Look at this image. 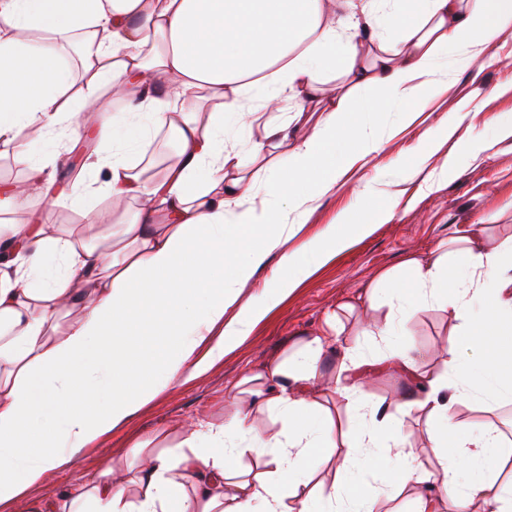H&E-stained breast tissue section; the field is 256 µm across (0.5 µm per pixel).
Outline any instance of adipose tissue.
Instances as JSON below:
<instances>
[{
    "mask_svg": "<svg viewBox=\"0 0 512 512\" xmlns=\"http://www.w3.org/2000/svg\"><path fill=\"white\" fill-rule=\"evenodd\" d=\"M511 27L512 0H0V145L26 170L23 182L0 185V212L49 193L20 133L51 132L78 112L63 64L76 33L84 92L106 85L127 103L102 116L88 166L106 169L107 197L140 203L105 251L83 239L113 213L83 209L80 186L70 201L85 218L78 238L46 223L0 231L16 254L0 263V507L24 499L171 381L221 362L310 274L299 254L282 253L270 286L225 321V306L266 258L269 232L290 237L310 201L381 151L368 102L414 112L444 85L440 58L470 66ZM472 105L462 100L421 143L463 131ZM258 120L260 141L250 135ZM491 124L490 138L463 131L470 156L512 136V117ZM161 129L176 149L154 177L131 156ZM286 143L291 151L278 155ZM456 241L459 252L409 258L344 304L381 312L374 328L390 340L430 303L459 319L445 374L391 352L422 396L376 403L343 376L334 391L361 409L363 424L337 438L335 418L310 394L327 353L339 351L343 373L359 356L331 313L321 331L238 378L223 422H195L179 447L160 453L135 441L140 465L129 482L116 480L108 459L74 482L64 503H32L28 512H379L402 495L413 512L476 504L512 512V492L484 469L490 458L511 462L512 450L494 425L454 416L464 402L512 398V242L492 243L473 226ZM50 257L62 259L63 273L35 283ZM413 410L426 414L432 473L396 425ZM265 412L272 427H257ZM247 453L263 457L262 470L242 468ZM324 467L334 475L327 493L310 475Z\"/></svg>",
    "mask_w": 512,
    "mask_h": 512,
    "instance_id": "obj_1",
    "label": "adipose tissue"
}]
</instances>
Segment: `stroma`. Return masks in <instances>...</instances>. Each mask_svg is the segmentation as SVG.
<instances>
[{"label":"stroma","mask_w":512,"mask_h":512,"mask_svg":"<svg viewBox=\"0 0 512 512\" xmlns=\"http://www.w3.org/2000/svg\"><path fill=\"white\" fill-rule=\"evenodd\" d=\"M482 65L454 71L446 88L436 95L427 111L418 113L409 127H402L400 113L382 112L379 132L389 133L379 157L368 159L348 173L333 189L313 200L307 223L298 225L294 235L273 248L253 277L239 290L236 301L224 309L225 320L265 288L282 251L301 250L344 211L354 212L360 220L371 221L377 209L392 208L393 218L374 224L372 231L351 247L339 252L291 293L259 322L238 347L225 353L221 362L203 376L187 383L173 382L125 422L112 429L99 442L82 449L72 463L55 475L32 486L27 497L50 500L59 497L78 475H93L104 459L122 461L134 439L164 432L163 446H176L185 427L205 416L224 417V395L244 373L263 367L282 352L291 339L317 331L327 313L337 312L350 340L360 342L361 354L370 361L367 395L377 402H392L405 390V382L395 372L379 368V360L391 351L384 337L365 335L368 323L376 320L373 312H348L341 304L360 288L366 287L379 270L402 263L408 256L424 257L438 243L454 238L457 230L471 224L487 225L488 237L496 242L512 239V138L496 142L476 159L463 157L457 138L435 145L421 161H414L413 150L420 134L436 127L456 112L459 103L475 98L478 107L470 112L467 125L481 131L495 114L512 113V29L503 31L484 53ZM124 104L113 101L108 90H98L85 98L75 120L78 135L52 144L47 137L24 130L28 150L34 161L45 163L52 177L48 196H31L8 215L11 224H24L38 217L61 235L79 224L82 216L68 202L76 180H83L87 201L100 209L108 208L100 188L105 171L86 168L88 136L104 110H120ZM62 152L57 165H48L53 152ZM462 161L454 174H446L449 155ZM400 160L410 162L407 171L386 173L384 165ZM375 179L376 196L360 198L361 180ZM459 325L447 310L430 307L409 320L406 333L398 337L401 345H412L421 368L430 374L444 371L443 351Z\"/></svg>","instance_id":"1"}]
</instances>
